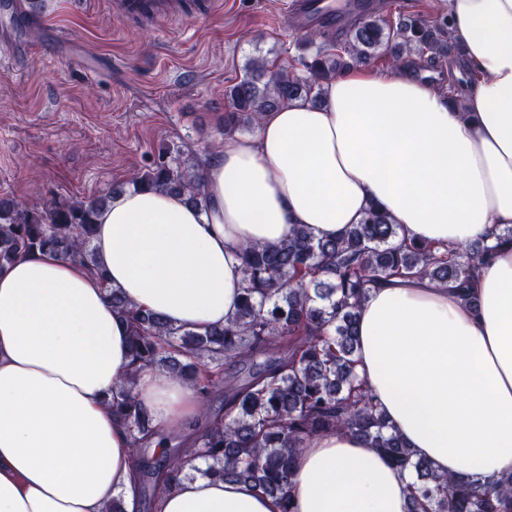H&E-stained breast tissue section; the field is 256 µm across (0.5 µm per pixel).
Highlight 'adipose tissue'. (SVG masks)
Wrapping results in <instances>:
<instances>
[{
	"label": "adipose tissue",
	"instance_id": "ef3b65f1",
	"mask_svg": "<svg viewBox=\"0 0 512 512\" xmlns=\"http://www.w3.org/2000/svg\"><path fill=\"white\" fill-rule=\"evenodd\" d=\"M448 31L475 73L470 107L412 67H355L319 103L268 112L202 168L207 205L138 189L97 217L106 279L37 252L0 265V512H137L139 455L113 406L127 375L152 445L198 415L181 378L131 371L130 326L108 289L175 326L224 325L243 288L242 246L298 225L333 238L370 206L402 237L439 248L483 241L493 261L477 305L426 278L372 288L358 310L355 372L416 455L475 481L512 473V0H449ZM415 475L344 431L297 457L293 512H410ZM158 512H282L246 481L181 479Z\"/></svg>",
	"mask_w": 512,
	"mask_h": 512
}]
</instances>
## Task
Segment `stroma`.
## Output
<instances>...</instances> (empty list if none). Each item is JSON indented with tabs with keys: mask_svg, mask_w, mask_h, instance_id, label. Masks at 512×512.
<instances>
[{
	"mask_svg": "<svg viewBox=\"0 0 512 512\" xmlns=\"http://www.w3.org/2000/svg\"><path fill=\"white\" fill-rule=\"evenodd\" d=\"M21 2L42 25L27 32L33 55L0 67V197L29 207L128 184L168 145L215 153L225 86L249 62L287 61L303 36L286 0H218L158 27L117 16L114 0ZM70 37L111 77L64 60Z\"/></svg>",
	"mask_w": 512,
	"mask_h": 512,
	"instance_id": "35a3bbf8",
	"label": "stroma"
}]
</instances>
